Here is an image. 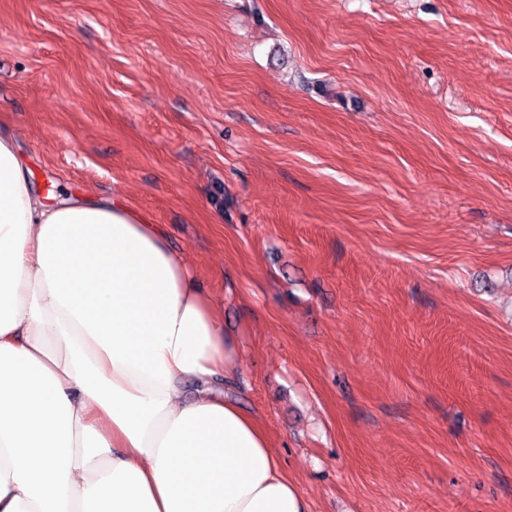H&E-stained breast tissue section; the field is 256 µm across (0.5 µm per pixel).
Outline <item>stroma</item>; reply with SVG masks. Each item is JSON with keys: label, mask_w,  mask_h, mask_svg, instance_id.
<instances>
[{"label": "stroma", "mask_w": 512, "mask_h": 512, "mask_svg": "<svg viewBox=\"0 0 512 512\" xmlns=\"http://www.w3.org/2000/svg\"><path fill=\"white\" fill-rule=\"evenodd\" d=\"M0 118L166 227L308 512H512V0H0Z\"/></svg>", "instance_id": "stroma-1"}]
</instances>
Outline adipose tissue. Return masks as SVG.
Returning a JSON list of instances; mask_svg holds the SVG:
<instances>
[{"instance_id": "obj_1", "label": "adipose tissue", "mask_w": 512, "mask_h": 512, "mask_svg": "<svg viewBox=\"0 0 512 512\" xmlns=\"http://www.w3.org/2000/svg\"><path fill=\"white\" fill-rule=\"evenodd\" d=\"M237 355L162 225L42 195L0 134V512H308Z\"/></svg>"}]
</instances>
